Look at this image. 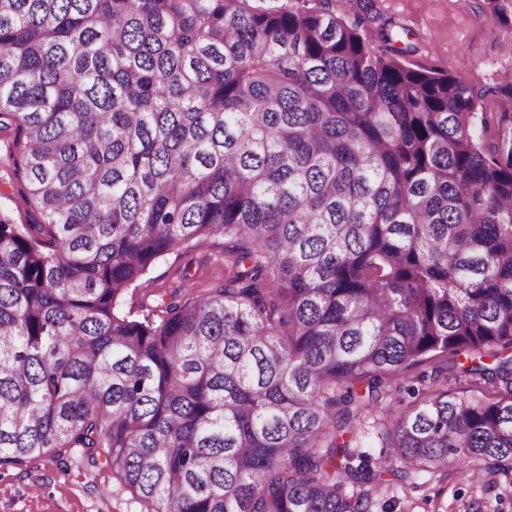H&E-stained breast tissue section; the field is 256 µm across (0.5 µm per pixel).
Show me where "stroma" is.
<instances>
[{
  "label": "stroma",
  "instance_id": "stroma-1",
  "mask_svg": "<svg viewBox=\"0 0 512 512\" xmlns=\"http://www.w3.org/2000/svg\"><path fill=\"white\" fill-rule=\"evenodd\" d=\"M346 22L362 19L361 31L376 37L380 26L407 29V63L462 75L478 85L497 82L512 68V38L479 17L480 0H332ZM223 237H203L164 256L150 270L149 288L188 294L224 275ZM391 512H512V480L482 490L457 472L391 482L382 495ZM0 512H142L110 466H85L78 453L44 455L17 468L0 469Z\"/></svg>",
  "mask_w": 512,
  "mask_h": 512
}]
</instances>
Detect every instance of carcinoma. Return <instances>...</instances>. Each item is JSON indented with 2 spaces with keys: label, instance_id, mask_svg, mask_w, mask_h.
Instances as JSON below:
<instances>
[{
  "label": "carcinoma",
  "instance_id": "carcinoma-1",
  "mask_svg": "<svg viewBox=\"0 0 512 512\" xmlns=\"http://www.w3.org/2000/svg\"><path fill=\"white\" fill-rule=\"evenodd\" d=\"M329 2L0 0V133L41 215L0 213V467L78 448L145 512L512 475V354L483 362L512 351V132L484 111L512 71L412 69ZM482 2L512 38V0ZM217 235L223 284L125 311Z\"/></svg>",
  "mask_w": 512,
  "mask_h": 512
}]
</instances>
